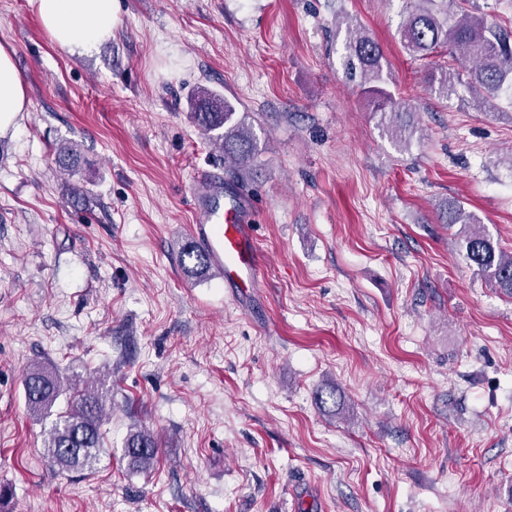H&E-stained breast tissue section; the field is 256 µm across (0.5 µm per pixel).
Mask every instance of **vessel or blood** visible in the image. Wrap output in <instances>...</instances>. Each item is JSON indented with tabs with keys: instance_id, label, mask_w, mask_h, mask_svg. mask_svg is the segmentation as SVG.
I'll return each mask as SVG.
<instances>
[{
	"instance_id": "obj_1",
	"label": "vessel or blood",
	"mask_w": 512,
	"mask_h": 512,
	"mask_svg": "<svg viewBox=\"0 0 512 512\" xmlns=\"http://www.w3.org/2000/svg\"><path fill=\"white\" fill-rule=\"evenodd\" d=\"M204 194L194 198L190 240L217 269L228 288H255L260 276V251L254 233V207L242 193H228L219 174L205 172Z\"/></svg>"
}]
</instances>
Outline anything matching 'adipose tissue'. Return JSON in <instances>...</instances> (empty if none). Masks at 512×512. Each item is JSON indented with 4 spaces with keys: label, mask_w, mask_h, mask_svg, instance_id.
I'll return each mask as SVG.
<instances>
[{
    "label": "adipose tissue",
    "mask_w": 512,
    "mask_h": 512,
    "mask_svg": "<svg viewBox=\"0 0 512 512\" xmlns=\"http://www.w3.org/2000/svg\"><path fill=\"white\" fill-rule=\"evenodd\" d=\"M53 43L70 55L92 54L111 38L119 23V0H32ZM26 85L14 52L0 45V132L28 111Z\"/></svg>",
    "instance_id": "obj_1"
}]
</instances>
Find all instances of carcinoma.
<instances>
[{"mask_svg": "<svg viewBox=\"0 0 512 512\" xmlns=\"http://www.w3.org/2000/svg\"><path fill=\"white\" fill-rule=\"evenodd\" d=\"M427 8L412 10L398 31L400 43L408 54L428 59L446 48L449 53L471 63L466 73L442 70L439 78V94L451 96L456 86L472 85L491 98L505 97L512 104V36L478 14H464L451 23L448 11L431 8L436 0H418ZM346 68L350 77L361 78L364 93L377 100L376 111L382 118L395 119L382 128L396 141L410 144L415 126L403 116L411 111L387 112L385 105L391 99L381 84L384 83L380 46L367 34L356 29L347 43ZM190 120L199 128L211 132L220 128V146L224 157L243 166L254 160L256 145L245 122L235 117V110L226 101L202 88L194 100ZM56 163L64 171L80 170L81 156L78 145L72 143L58 149ZM448 226L459 225L456 232L460 253L467 265L494 286L512 295V255L505 254L493 239L485 233L475 215L465 211L456 200L448 201L446 215ZM179 262L188 274L208 269L205 254L196 247L182 246ZM62 391L61 381L40 364L31 365L24 379L26 404L37 415L50 413L52 405ZM104 393L90 387L75 397L67 414L59 417L45 441L44 454L61 472L81 473L91 471L98 462L101 451L100 423L105 413ZM157 443L152 432L141 428L126 439L124 457L137 468H147L156 461Z\"/></svg>", "mask_w": 512, "mask_h": 512, "instance_id": "1", "label": "carcinoma"}]
</instances>
